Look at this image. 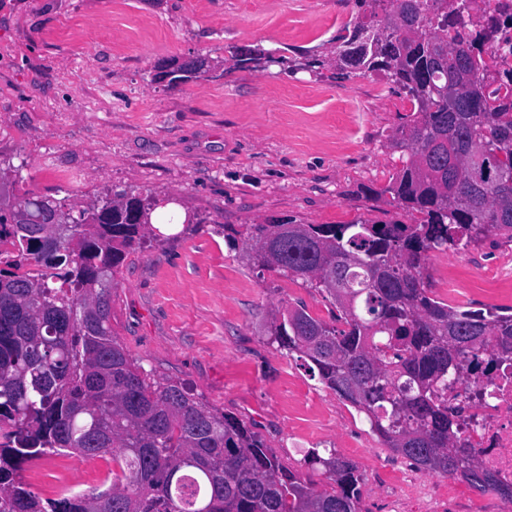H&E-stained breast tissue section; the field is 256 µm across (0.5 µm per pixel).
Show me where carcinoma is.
Returning a JSON list of instances; mask_svg holds the SVG:
<instances>
[{
	"mask_svg": "<svg viewBox=\"0 0 512 512\" xmlns=\"http://www.w3.org/2000/svg\"><path fill=\"white\" fill-rule=\"evenodd\" d=\"M336 54L412 105L396 129L402 167L371 189L421 215L349 224H226L248 265L330 298L331 321L305 305L272 313V340L365 415L393 452L479 494L492 472L466 449L443 393L492 346L512 356V314L451 307L425 276L433 251L489 236L512 241V185L470 178L476 136L495 171L512 168V101L486 93L480 56L448 36L468 0H355ZM0 202V512H360L362 477L336 456H307L331 475L317 491L284 468L246 422L182 381L147 371L110 324L117 269L143 247L160 199L115 192L85 205L16 187ZM49 213L60 230L39 223ZM33 263V274L24 265ZM112 459V486L42 497L23 465L60 453Z\"/></svg>",
	"mask_w": 512,
	"mask_h": 512,
	"instance_id": "1",
	"label": "carcinoma"
}]
</instances>
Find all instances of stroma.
<instances>
[{"label":"stroma","mask_w":512,"mask_h":512,"mask_svg":"<svg viewBox=\"0 0 512 512\" xmlns=\"http://www.w3.org/2000/svg\"><path fill=\"white\" fill-rule=\"evenodd\" d=\"M354 0H0V159L24 189L69 202L153 190L198 221L131 253L115 276L112 328L148 370L190 384L251 425L280 464L316 490L309 451L331 448L364 477L361 512H512L464 481L418 469L371 432L297 354L268 336L275 308L331 301L301 281L250 268L228 224H410L374 190L401 166L391 139L409 101L375 75L331 65ZM325 59L321 68L312 58ZM204 60L171 86L170 60ZM433 294L512 307V242L488 238L427 261ZM36 491L99 492L112 464L39 460Z\"/></svg>","instance_id":"35a3bbf8"}]
</instances>
